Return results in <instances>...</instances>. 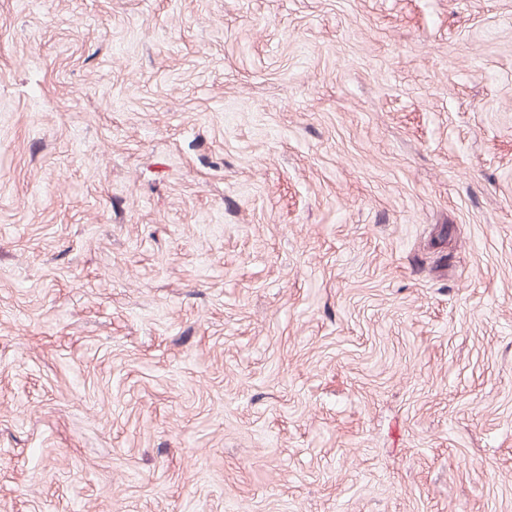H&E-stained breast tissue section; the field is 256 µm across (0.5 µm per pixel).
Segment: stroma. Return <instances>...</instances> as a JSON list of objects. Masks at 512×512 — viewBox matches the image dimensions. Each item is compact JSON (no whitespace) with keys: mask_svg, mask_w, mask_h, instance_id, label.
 I'll return each mask as SVG.
<instances>
[{"mask_svg":"<svg viewBox=\"0 0 512 512\" xmlns=\"http://www.w3.org/2000/svg\"><path fill=\"white\" fill-rule=\"evenodd\" d=\"M0 512H512V0H0Z\"/></svg>","mask_w":512,"mask_h":512,"instance_id":"stroma-1","label":"stroma"}]
</instances>
